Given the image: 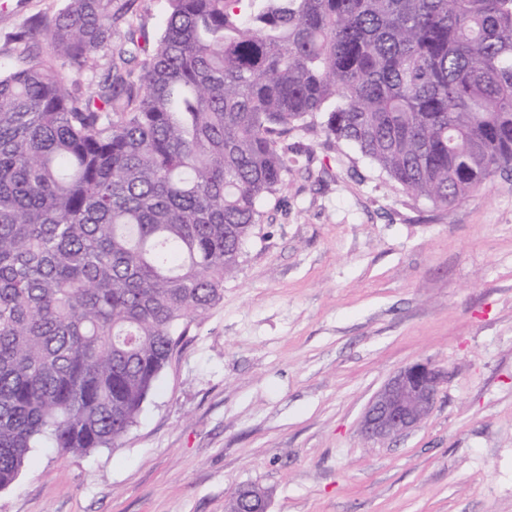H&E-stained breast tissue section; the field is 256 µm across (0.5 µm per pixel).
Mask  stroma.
Wrapping results in <instances>:
<instances>
[{
	"label": "stroma",
	"instance_id": "35a3bbf8",
	"mask_svg": "<svg viewBox=\"0 0 512 512\" xmlns=\"http://www.w3.org/2000/svg\"><path fill=\"white\" fill-rule=\"evenodd\" d=\"M68 4L0 0V76ZM168 11L130 0L83 86L128 28L150 54ZM286 141L299 165L120 446L33 449L0 512H224L243 485L268 512H512V177L444 208L319 130ZM417 361L442 372L432 413L367 441L368 402Z\"/></svg>",
	"mask_w": 512,
	"mask_h": 512
}]
</instances>
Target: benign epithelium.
Instances as JSON below:
<instances>
[{"mask_svg": "<svg viewBox=\"0 0 512 512\" xmlns=\"http://www.w3.org/2000/svg\"><path fill=\"white\" fill-rule=\"evenodd\" d=\"M439 378V371L428 362L401 369L369 401L360 433L369 440H385L416 428L435 405Z\"/></svg>", "mask_w": 512, "mask_h": 512, "instance_id": "obj_1", "label": "benign epithelium"}]
</instances>
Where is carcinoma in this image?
Masks as SVG:
<instances>
[{
	"label": "carcinoma",
	"instance_id": "obj_1",
	"mask_svg": "<svg viewBox=\"0 0 512 512\" xmlns=\"http://www.w3.org/2000/svg\"><path fill=\"white\" fill-rule=\"evenodd\" d=\"M169 0L153 54L117 0L15 33L0 76V489L32 449L118 447L315 125L448 207L512 171V0ZM65 57L62 75L56 54ZM262 496L235 491L225 512ZM168 0H130L127 11L116 24V34L112 45L104 46L93 54V67L88 69L82 84L85 89H93L103 80L112 64L114 48L123 42V35L130 26L137 30L139 45L142 47L139 58L144 59L152 52L161 34L164 20L169 11Z\"/></svg>",
	"mask_w": 512,
	"mask_h": 512
}]
</instances>
